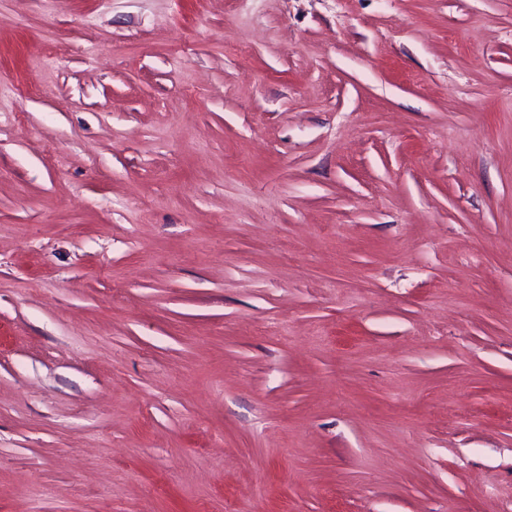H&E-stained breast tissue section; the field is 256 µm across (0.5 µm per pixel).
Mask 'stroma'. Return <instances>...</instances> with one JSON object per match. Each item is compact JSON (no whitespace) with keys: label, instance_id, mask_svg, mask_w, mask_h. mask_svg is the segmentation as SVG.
<instances>
[{"label":"stroma","instance_id":"1","mask_svg":"<svg viewBox=\"0 0 512 512\" xmlns=\"http://www.w3.org/2000/svg\"><path fill=\"white\" fill-rule=\"evenodd\" d=\"M0 512H512V0H0Z\"/></svg>","mask_w":512,"mask_h":512}]
</instances>
